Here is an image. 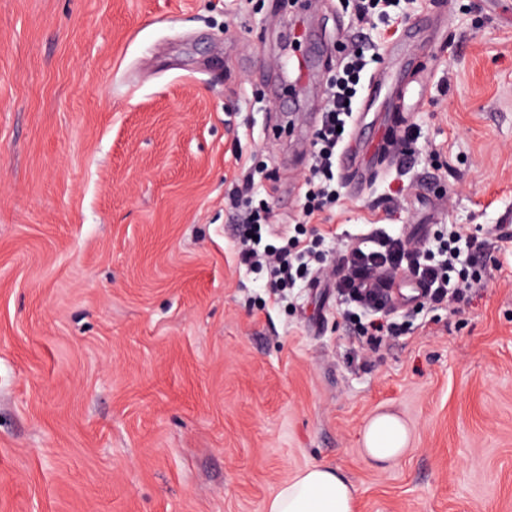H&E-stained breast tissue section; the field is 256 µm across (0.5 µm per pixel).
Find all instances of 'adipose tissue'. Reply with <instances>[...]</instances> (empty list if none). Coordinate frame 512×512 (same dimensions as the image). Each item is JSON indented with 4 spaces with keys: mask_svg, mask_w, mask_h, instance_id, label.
Masks as SVG:
<instances>
[{
    "mask_svg": "<svg viewBox=\"0 0 512 512\" xmlns=\"http://www.w3.org/2000/svg\"><path fill=\"white\" fill-rule=\"evenodd\" d=\"M407 444V429L393 414H377L363 427V451L373 464L398 459ZM355 501L353 487L336 470L313 466L285 481L268 500L266 512H355Z\"/></svg>",
    "mask_w": 512,
    "mask_h": 512,
    "instance_id": "ef3b65f1",
    "label": "adipose tissue"
}]
</instances>
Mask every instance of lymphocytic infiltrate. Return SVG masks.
Segmentation results:
<instances>
[{"label":"lymphocytic infiltrate","mask_w":512,"mask_h":512,"mask_svg":"<svg viewBox=\"0 0 512 512\" xmlns=\"http://www.w3.org/2000/svg\"><path fill=\"white\" fill-rule=\"evenodd\" d=\"M375 60L373 44L360 36L352 37L349 47L342 51L315 133L303 207L306 218L318 216L337 197L342 182L340 161L347 132L355 120V102L367 69ZM254 184V175H247L227 195L235 223L247 225L251 231L240 243L238 260L263 273L271 294L279 297L307 274L319 250L314 242L298 238L282 248L261 245V227L270 223L272 210L267 201H249ZM485 249L483 240L455 224L449 225L447 237L435 251L424 243L371 232L355 239L340 253L336 261V293L348 303L347 317L354 323L357 335L374 351L387 338L401 335L404 330L403 324L387 312V290L398 276H413L423 286L428 303L447 306L457 313L470 288L482 279L480 263Z\"/></svg>","instance_id":"f902f5d3"}]
</instances>
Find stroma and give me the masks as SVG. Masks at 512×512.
<instances>
[{
	"instance_id": "obj_1",
	"label": "stroma",
	"mask_w": 512,
	"mask_h": 512,
	"mask_svg": "<svg viewBox=\"0 0 512 512\" xmlns=\"http://www.w3.org/2000/svg\"><path fill=\"white\" fill-rule=\"evenodd\" d=\"M0 0V512H265L324 465L356 512H512V0H403L418 136L305 221L325 83L354 31L336 0ZM324 46L284 90L298 19ZM271 244L298 222L335 259L379 229L489 243L462 314L402 304L362 344L328 286L286 298L240 265L224 198L243 169ZM396 415L404 453L362 429ZM320 54V48L317 47V52H314L313 58L310 60H305L303 65L297 61L291 68L288 70L285 67H282V75L284 80H288L289 83L294 84H305L314 77V61ZM407 444L408 432L405 425L391 413L377 414L363 427V451L373 464L381 466L398 459Z\"/></svg>"
}]
</instances>
